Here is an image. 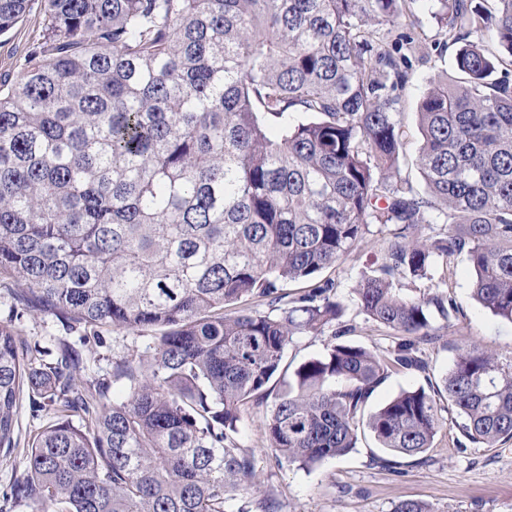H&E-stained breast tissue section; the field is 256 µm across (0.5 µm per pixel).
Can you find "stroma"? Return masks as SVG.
I'll return each instance as SVG.
<instances>
[{"mask_svg":"<svg viewBox=\"0 0 512 512\" xmlns=\"http://www.w3.org/2000/svg\"><path fill=\"white\" fill-rule=\"evenodd\" d=\"M411 9L426 41L412 58V84L401 103L399 119L405 139L398 166L401 176L418 185L422 179L415 158L422 138L417 103L432 79L452 72L453 53L431 17L430 0H413ZM42 29L43 10L39 0H34L23 21L0 36L1 78L18 80L23 56L39 40ZM384 239L380 226L370 225L359 247L321 274L322 279L336 283V294L345 306L344 319L353 327L348 342L373 350L391 348L400 341L391 331L368 322L354 301L358 281L379 272ZM401 292L412 297L446 296L455 302L456 312L449 321L437 313L431 318L433 340L421 346L427 371L391 373L368 400L367 411L376 410L400 390L441 385L462 343L476 344L503 359L512 357V323L492 315L472 299L465 256H458L450 265L435 259L430 278L407 283ZM16 321L23 336L37 345L42 359H53L67 344L86 360L87 375L100 378L110 376L113 357L145 345L144 339L118 330L104 333L99 344L81 342L79 332L65 330L44 311L24 314ZM271 410L268 404L241 409L239 444L253 457L256 470L254 488L239 500L248 512H254L257 502L266 498L274 501L276 512H393L404 499L422 501L430 512H512V440L493 448L465 441L455 411H443V425L425 457L401 458L397 470L378 464L383 451L365 433L351 453L308 471L276 461L264 434ZM49 420L46 412H34L29 404H22L15 431L17 447L10 456L0 457V512H30L26 502L9 498L8 492L25 472L26 450L33 436Z\"/></svg>","mask_w":512,"mask_h":512,"instance_id":"obj_1","label":"stroma"}]
</instances>
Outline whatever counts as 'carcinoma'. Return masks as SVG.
I'll use <instances>...</instances> for the list:
<instances>
[{"mask_svg":"<svg viewBox=\"0 0 512 512\" xmlns=\"http://www.w3.org/2000/svg\"><path fill=\"white\" fill-rule=\"evenodd\" d=\"M32 2L0 0V35ZM408 2L44 0L39 42L0 85V276L21 284L22 312L148 343L79 385L78 351L36 366L0 322V451L16 447L24 391L55 415L11 489L32 512H244L256 474L240 408L267 402L295 336L327 328L264 433L307 470L349 454L375 388L425 370L431 309L451 321L452 301L394 286L437 258L466 255L473 299L512 322V0H432L457 49L455 76L431 80L417 107L423 192L397 167L421 43ZM371 224L390 237L355 301L408 337L383 352L343 340L334 281L280 292L349 256ZM423 224L443 228L421 240ZM250 297L269 311L224 313ZM443 389L470 442L512 439V358L464 345ZM440 411L425 388L403 389L367 427L391 454L422 456Z\"/></svg>","mask_w":512,"mask_h":512,"instance_id":"carcinoma-1","label":"carcinoma"}]
</instances>
